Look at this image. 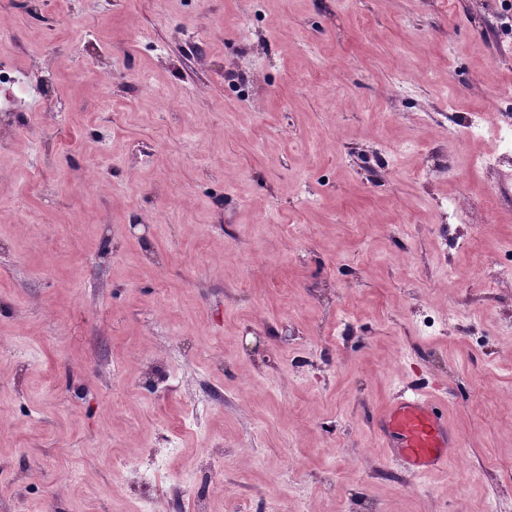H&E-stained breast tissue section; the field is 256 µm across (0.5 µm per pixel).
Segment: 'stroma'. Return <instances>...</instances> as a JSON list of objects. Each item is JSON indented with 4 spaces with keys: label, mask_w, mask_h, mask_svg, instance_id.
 I'll return each mask as SVG.
<instances>
[{
    "label": "stroma",
    "mask_w": 512,
    "mask_h": 512,
    "mask_svg": "<svg viewBox=\"0 0 512 512\" xmlns=\"http://www.w3.org/2000/svg\"><path fill=\"white\" fill-rule=\"evenodd\" d=\"M29 3L0 512H142L140 452L160 512H512V0ZM417 384L463 448L411 477L375 419Z\"/></svg>",
    "instance_id": "obj_1"
}]
</instances>
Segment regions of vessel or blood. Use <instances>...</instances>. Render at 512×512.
<instances>
[{"label": "vessel or blood", "instance_id": "b4317fda", "mask_svg": "<svg viewBox=\"0 0 512 512\" xmlns=\"http://www.w3.org/2000/svg\"><path fill=\"white\" fill-rule=\"evenodd\" d=\"M376 432L405 472L414 477L441 471L455 460L461 446L437 396L419 388L379 413Z\"/></svg>", "mask_w": 512, "mask_h": 512}]
</instances>
